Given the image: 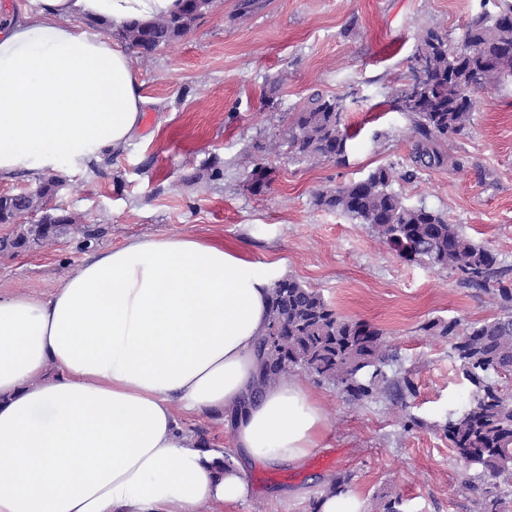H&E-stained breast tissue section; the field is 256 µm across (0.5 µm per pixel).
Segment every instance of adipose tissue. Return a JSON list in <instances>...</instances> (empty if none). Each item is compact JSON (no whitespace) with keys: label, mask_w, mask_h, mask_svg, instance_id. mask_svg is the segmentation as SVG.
Here are the masks:
<instances>
[{"label":"adipose tissue","mask_w":512,"mask_h":512,"mask_svg":"<svg viewBox=\"0 0 512 512\" xmlns=\"http://www.w3.org/2000/svg\"><path fill=\"white\" fill-rule=\"evenodd\" d=\"M0 26V181L98 161L139 131L121 26L177 0H38ZM275 264L191 236L88 255L46 299L0 294V512H199L250 494L246 464L303 463L322 401L301 378L264 381ZM221 416L237 457L216 471L179 424Z\"/></svg>","instance_id":"1"}]
</instances>
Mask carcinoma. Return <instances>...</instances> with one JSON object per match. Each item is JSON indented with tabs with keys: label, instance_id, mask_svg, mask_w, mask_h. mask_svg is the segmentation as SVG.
<instances>
[{
	"label": "carcinoma",
	"instance_id": "obj_1",
	"mask_svg": "<svg viewBox=\"0 0 512 512\" xmlns=\"http://www.w3.org/2000/svg\"><path fill=\"white\" fill-rule=\"evenodd\" d=\"M213 0H180L170 15L134 21L120 28L96 26L128 48L150 54L184 37L211 8ZM491 15L482 9L466 22L456 43L429 29L418 50L425 55L422 89L408 77L392 97L419 139L414 159L438 166L448 155L443 145L463 134L475 89L512 80V0H498ZM341 97L313 96L288 126L287 145L298 158L346 161L354 134L345 123ZM393 168L379 167L366 178L317 194V205L341 212L373 231L410 261L447 269L466 287H483L498 275L497 259L485 246L463 236L457 225L426 206H408L391 189ZM67 224H28L14 242L23 247L66 235ZM448 337L460 373L469 381V403L448 410L444 429L465 468L512 482V394L498 378L512 376V314L460 326L456 320L424 326ZM261 345L265 379L279 380L299 368L336 385L354 401L373 399L399 386L387 369L397 362L383 332L366 322L339 315L323 296L293 278L274 281L268 328Z\"/></svg>",
	"mask_w": 512,
	"mask_h": 512
}]
</instances>
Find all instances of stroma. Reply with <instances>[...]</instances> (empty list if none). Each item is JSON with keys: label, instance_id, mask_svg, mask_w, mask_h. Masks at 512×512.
Wrapping results in <instances>:
<instances>
[{"label": "stroma", "instance_id": "stroma-1", "mask_svg": "<svg viewBox=\"0 0 512 512\" xmlns=\"http://www.w3.org/2000/svg\"><path fill=\"white\" fill-rule=\"evenodd\" d=\"M478 0H215L182 39L133 59L147 99L142 130L117 155L62 164L54 199L81 220L58 242L0 254V294L46 297L95 251L190 235L250 262L274 263L338 314L381 329L396 351L403 394L354 401L314 382L327 418L330 466H247L249 498L223 512H312L323 478L351 474L364 512L400 499L402 512H475L487 493L512 512V485L459 463L443 429L471 384L432 321L461 324L512 310V84L474 91L464 137L440 166L415 163L410 118L392 109L424 29L456 41ZM344 98L357 136L346 163L297 158L284 144L290 113L314 95ZM269 185L250 188L256 167ZM395 171L407 205L441 213L491 249L500 273L465 287L446 269L400 258L369 225L315 204L318 192Z\"/></svg>", "mask_w": 512, "mask_h": 512}]
</instances>
